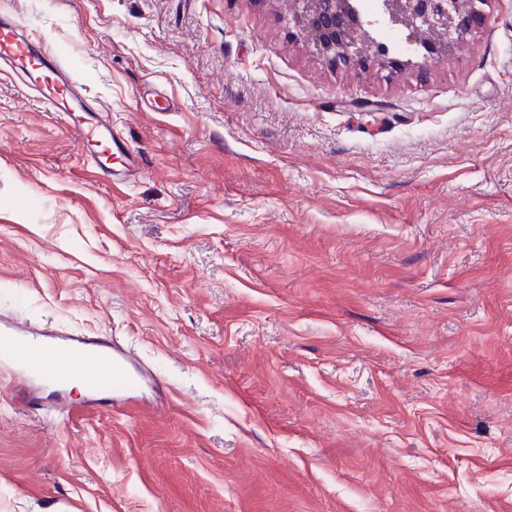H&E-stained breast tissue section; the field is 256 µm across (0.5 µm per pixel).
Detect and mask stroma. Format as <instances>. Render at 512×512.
<instances>
[{
    "mask_svg": "<svg viewBox=\"0 0 512 512\" xmlns=\"http://www.w3.org/2000/svg\"><path fill=\"white\" fill-rule=\"evenodd\" d=\"M143 162L0 73V335L104 336L102 406L0 361V512H512V0L333 71L283 0H0Z\"/></svg>",
    "mask_w": 512,
    "mask_h": 512,
    "instance_id": "obj_1",
    "label": "stroma"
}]
</instances>
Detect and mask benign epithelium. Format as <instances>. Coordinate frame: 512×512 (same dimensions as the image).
Wrapping results in <instances>:
<instances>
[{"instance_id": "1", "label": "benign epithelium", "mask_w": 512, "mask_h": 512, "mask_svg": "<svg viewBox=\"0 0 512 512\" xmlns=\"http://www.w3.org/2000/svg\"><path fill=\"white\" fill-rule=\"evenodd\" d=\"M487 0H382L383 19L406 33L426 59L439 61L463 46L487 20ZM288 27L295 42L333 71L375 67L386 77L406 63L385 42L359 35L361 22L351 0H288Z\"/></svg>"}]
</instances>
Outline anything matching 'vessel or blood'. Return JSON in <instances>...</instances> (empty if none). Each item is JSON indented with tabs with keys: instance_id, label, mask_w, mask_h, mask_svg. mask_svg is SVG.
Segmentation results:
<instances>
[{
	"instance_id": "b4317fda",
	"label": "vessel or blood",
	"mask_w": 512,
	"mask_h": 512,
	"mask_svg": "<svg viewBox=\"0 0 512 512\" xmlns=\"http://www.w3.org/2000/svg\"><path fill=\"white\" fill-rule=\"evenodd\" d=\"M0 63L25 75L43 103L68 117L80 143L104 175L124 182L141 175L138 156L113 135L111 121L102 116L86 118L83 83L47 45L24 35L7 14H0ZM34 345L37 353L50 349L58 355L55 371L59 379L68 378L72 371L83 370L94 390L108 385L119 393L134 385L130 354L116 349L111 340L80 336L51 348L42 342Z\"/></svg>"
}]
</instances>
